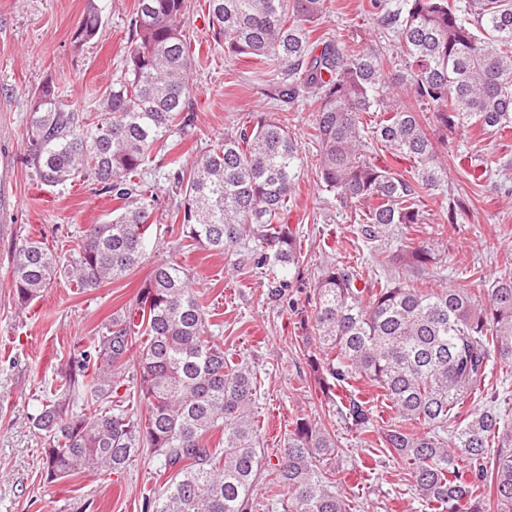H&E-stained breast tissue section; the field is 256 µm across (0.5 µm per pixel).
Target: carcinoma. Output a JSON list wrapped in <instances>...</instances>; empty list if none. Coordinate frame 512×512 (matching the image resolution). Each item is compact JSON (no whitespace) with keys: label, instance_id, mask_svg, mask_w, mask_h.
Instances as JSON below:
<instances>
[{"label":"carcinoma","instance_id":"carcinoma-1","mask_svg":"<svg viewBox=\"0 0 512 512\" xmlns=\"http://www.w3.org/2000/svg\"><path fill=\"white\" fill-rule=\"evenodd\" d=\"M328 0H206L214 41L232 61L256 60L273 72L264 95L292 110L313 107L319 146L317 181L354 209L357 239L372 271L367 286L340 262L326 265L315 284L309 364L321 392L360 434H374L410 467L415 495L438 512H512V425L502 421L496 393H487L489 362L512 363V272L487 289L483 302L461 287L421 288L394 275L435 262L434 249L413 245L426 223L424 197L448 177L436 140L420 113L453 133L470 127L512 129V0H371L396 55L378 46L324 39L316 23ZM188 0H137L124 76L84 114L61 101L46 80L27 95L28 163L47 185L92 179L118 203L117 214L82 230L72 277L98 288L127 277L153 235V194L142 180L153 150L167 152V177L182 195L181 233L210 251L229 254L246 239L261 251L255 265L284 272L277 287H293L302 246L288 224L300 146L271 118L226 134L186 168L175 126L193 120L188 76L198 60L186 33ZM103 25L87 0L75 40L94 39ZM369 112L381 114L372 127ZM408 162L403 171L379 164L377 151ZM469 211L448 200V223ZM60 256L44 238L15 243L11 288L20 306L41 296L58 274ZM143 329L115 313L90 346L73 353L59 384L33 418L42 431L43 470L50 483L83 471L118 474L139 450L162 458L168 472L153 512H251L262 452L252 412L256 377L224 356V341L181 262L158 261L138 293ZM146 341H141V336ZM137 362L134 393L145 414L112 411L128 389L125 371ZM369 384L410 429L379 430L369 402L347 396ZM479 397L476 409L467 401ZM339 448L324 424L299 418L273 480L284 490L282 512H349L332 487Z\"/></svg>","mask_w":512,"mask_h":512}]
</instances>
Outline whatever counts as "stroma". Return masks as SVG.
<instances>
[{"mask_svg": "<svg viewBox=\"0 0 512 512\" xmlns=\"http://www.w3.org/2000/svg\"><path fill=\"white\" fill-rule=\"evenodd\" d=\"M87 0H0V151L14 156L10 187L12 220L0 223V512H144L163 487L161 462L140 452L121 475L82 472L50 483L45 479L42 439L32 424L45 387L56 379L70 354L89 346L102 322L133 310L156 260L176 257L189 269L200 301L217 323L225 352L244 360L257 376L254 406L264 471H271L297 417L329 423L340 447L344 477L336 490L351 512H432L411 488L407 464L382 443H364L341 419L319 389L307 357L314 351L312 329L303 325L314 309V285L330 262L362 263L367 252L354 236V215L317 181L318 150L309 107L275 110L261 90L271 74L264 66L230 61L214 44L204 0H191L187 32L200 52L189 75L194 122L174 130L185 163L223 140L225 133L258 118L278 120L296 137L304 159L296 198L288 215L302 242L296 288L274 295L265 269L236 255L218 254L189 243L173 213L179 205L165 177L162 151H155L143 175L151 186L153 238L141 264L126 278L82 291L59 277L28 308L18 306L10 282L13 244L27 235L44 236L71 261L80 231L111 219L116 204L90 179L46 185L27 164L25 98L46 79L58 82L73 108L95 112L98 101L123 72L125 48L136 0H97L104 24L91 41L73 31ZM327 36L355 39L395 53L369 12V0H331L321 21ZM512 162V136L464 130L448 137V181L427 198V223L442 226L427 234L436 263L432 287L460 286L483 291L501 273L512 271V196L494 181L480 179L487 168ZM469 199L463 224L448 221L450 196Z\"/></svg>", "mask_w": 512, "mask_h": 512, "instance_id": "1", "label": "stroma"}]
</instances>
